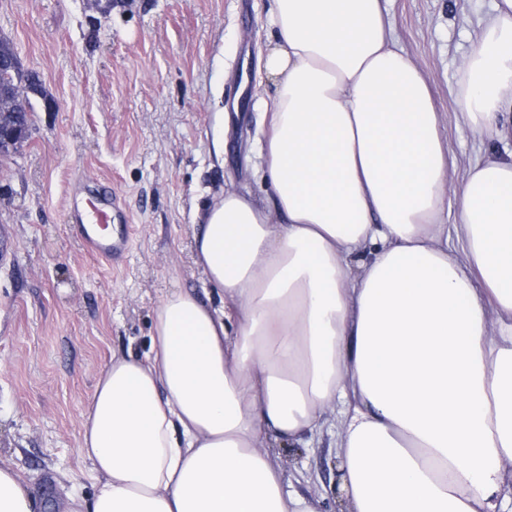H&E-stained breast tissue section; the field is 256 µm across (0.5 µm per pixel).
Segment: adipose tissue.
I'll use <instances>...</instances> for the list:
<instances>
[{
  "label": "adipose tissue",
  "instance_id": "1",
  "mask_svg": "<svg viewBox=\"0 0 512 512\" xmlns=\"http://www.w3.org/2000/svg\"><path fill=\"white\" fill-rule=\"evenodd\" d=\"M262 147L272 205L226 190L194 256L215 299L169 291L146 358L113 355L65 512H316L277 449L340 403L350 512H512V151L447 210L428 82L383 0H274ZM463 120L512 112V0L458 70ZM456 246H449V239ZM0 466V512H39Z\"/></svg>",
  "mask_w": 512,
  "mask_h": 512
}]
</instances>
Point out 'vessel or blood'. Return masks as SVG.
Masks as SVG:
<instances>
[{
	"mask_svg": "<svg viewBox=\"0 0 512 512\" xmlns=\"http://www.w3.org/2000/svg\"><path fill=\"white\" fill-rule=\"evenodd\" d=\"M66 220L78 225L82 244L91 257L110 263L121 257L127 242L126 236L110 238L102 233L103 228L115 220L111 201L94 200L87 202L84 207L71 208Z\"/></svg>",
	"mask_w": 512,
	"mask_h": 512,
	"instance_id": "b4317fda",
	"label": "vessel or blood"
}]
</instances>
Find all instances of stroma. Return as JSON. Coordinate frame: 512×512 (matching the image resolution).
Listing matches in <instances>:
<instances>
[{"label":"stroma","mask_w":512,"mask_h":512,"mask_svg":"<svg viewBox=\"0 0 512 512\" xmlns=\"http://www.w3.org/2000/svg\"><path fill=\"white\" fill-rule=\"evenodd\" d=\"M494 0H385L399 49L426 77L448 151V188L491 148L455 113L458 69ZM272 0H0V39L42 81L30 138L0 161V466L63 512L92 494L81 418L112 354L144 356L175 288L206 296L194 263L196 210L233 188L273 202L261 122L273 87ZM57 106L46 109L45 98ZM109 185L132 234L115 266L67 224L73 200ZM337 406L281 451L286 491L337 512Z\"/></svg>","instance_id":"1"}]
</instances>
